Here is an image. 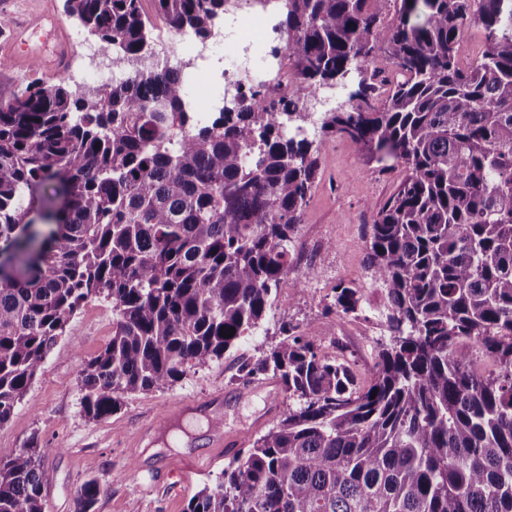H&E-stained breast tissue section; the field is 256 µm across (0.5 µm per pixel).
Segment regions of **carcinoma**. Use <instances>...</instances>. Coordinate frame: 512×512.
I'll return each instance as SVG.
<instances>
[{
    "instance_id": "cac0c4a2",
    "label": "carcinoma",
    "mask_w": 512,
    "mask_h": 512,
    "mask_svg": "<svg viewBox=\"0 0 512 512\" xmlns=\"http://www.w3.org/2000/svg\"><path fill=\"white\" fill-rule=\"evenodd\" d=\"M153 2L65 0L125 65L111 88L0 98V424L93 298L112 300V339L83 370L91 421L250 335L287 284L319 173L320 147L285 126L355 73L317 135L403 172L366 234L389 342L361 383L283 328L242 371L278 378L296 405L186 512H512V0H280L292 93L239 94L203 123L177 74L141 61L156 21L206 40L225 0ZM472 24L486 41L464 68ZM40 186L61 206H42ZM333 291L327 310L363 315L362 289ZM473 347L497 369L476 371ZM41 458L34 437L0 447V512H45ZM101 492L85 481L75 512Z\"/></svg>"
}]
</instances>
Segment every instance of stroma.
Here are the masks:
<instances>
[{
    "instance_id": "1",
    "label": "stroma",
    "mask_w": 512,
    "mask_h": 512,
    "mask_svg": "<svg viewBox=\"0 0 512 512\" xmlns=\"http://www.w3.org/2000/svg\"><path fill=\"white\" fill-rule=\"evenodd\" d=\"M0 11L27 21L47 14L69 33L73 69L55 73L22 59L0 64V96L27 84L63 82L70 90L91 93L111 86L106 66L115 58L107 50L98 60L104 68L96 81L83 83L82 69L98 40L64 11V0H0ZM174 52L193 68L194 52L211 54L209 75L214 85L235 74L234 51L222 35L207 41L174 37ZM400 171L382 172L365 163L357 145L334 137L320 151V169L291 248V265L284 300L275 302L252 335L238 348L209 364L188 370L168 389L125 395L111 417L88 420L81 406L80 379L86 364L112 338V303L88 301L70 320L68 333L47 355L29 391L10 419L0 424V447H21L37 437L42 448L46 512H74L75 497L88 479L102 492L94 512H185L193 495L212 483L225 463L246 451L291 404L280 381L272 376L252 380L241 376L246 359L275 345L282 324L292 323L320 341L327 355L343 352L359 378H368L376 363L375 342L382 336L375 310L377 296L368 292L365 272L364 226L373 223L375 206L391 196ZM316 276L304 280L305 268ZM365 289V318L325 314L338 283ZM223 394L219 414L224 433L235 447L217 448L211 441L207 416L184 415L180 425L158 430L157 422L174 404H201Z\"/></svg>"
}]
</instances>
